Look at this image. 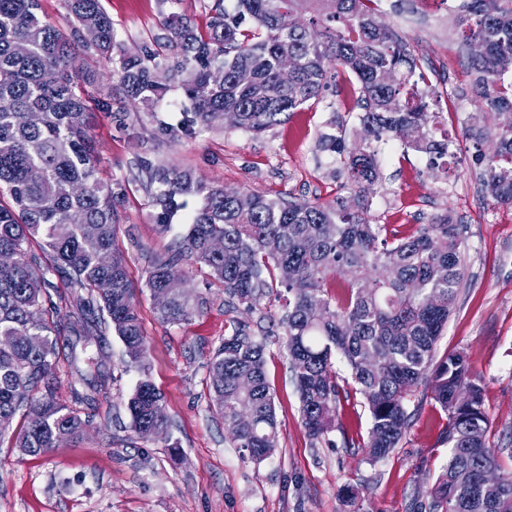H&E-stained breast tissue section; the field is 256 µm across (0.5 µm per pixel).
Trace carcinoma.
<instances>
[{
    "instance_id": "carcinoma-1",
    "label": "carcinoma",
    "mask_w": 512,
    "mask_h": 512,
    "mask_svg": "<svg viewBox=\"0 0 512 512\" xmlns=\"http://www.w3.org/2000/svg\"><path fill=\"white\" fill-rule=\"evenodd\" d=\"M373 0H236L217 13L209 34L185 18L167 28L181 49L164 67L155 56L131 55L116 42L101 0H65L70 36L40 15L39 0H0V252L13 262L0 267V443L23 454L46 453L62 439L78 437L86 421L54 394L62 335L115 332L130 364L148 372L147 343L118 245L114 208L120 183L98 176L89 146L88 115L108 106L97 78L78 63L75 45L118 55L126 97L138 107L162 98L178 78L192 110L183 129L210 128L235 115L232 126L260 134L281 117L318 100L331 70L355 77L350 85L364 110L363 136L352 148L329 137L345 157L349 187L359 198L380 178L371 140L398 138L434 161L448 156L453 141L439 129L414 90L416 59L402 37L386 26ZM310 15L302 24L298 18ZM455 19L473 84L491 113L472 115L482 193L512 206V0H463ZM293 61L288 81L281 62ZM160 234L171 230L184 197L203 196L177 249L154 258L145 287L155 296L184 266L208 269L234 308L254 311L275 281L287 293L279 319L299 395L301 420L317 440L336 428L341 397L333 359L350 372L368 407L366 440L344 439L379 462L406 433L407 403L430 388L448 415L443 441L448 461L425 486L428 512H512V470L503 468L489 444L492 420L484 405L480 373L461 352L437 357L436 346L458 294L467 284L463 225L448 212L403 236L374 224L367 209L317 200H286L229 191L198 181L186 171L149 168ZM40 239L43 256L25 248ZM276 242V248L269 247ZM347 273L349 283L336 284ZM57 275L72 290H85L67 317L44 308ZM209 305L206 294L173 296L154 306L164 324H187ZM267 337L238 324L208 364L213 407L225 436L261 463L279 448L280 430L265 371ZM130 428L141 439L178 450L163 394L147 378L127 402ZM24 418L13 428L17 413Z\"/></svg>"
}]
</instances>
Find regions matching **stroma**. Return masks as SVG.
Listing matches in <instances>:
<instances>
[{"instance_id": "35a3bbf8", "label": "stroma", "mask_w": 512, "mask_h": 512, "mask_svg": "<svg viewBox=\"0 0 512 512\" xmlns=\"http://www.w3.org/2000/svg\"><path fill=\"white\" fill-rule=\"evenodd\" d=\"M216 0H102L118 42L127 53L174 57L165 39L169 15L186 18L207 34ZM410 0L379 5L382 22L403 29L417 60L419 87L432 91L454 156L431 165L428 155L401 141L372 148L381 179L369 195L373 223L390 224L410 234L446 211L466 227L468 281L438 343V354L461 352L481 373L485 407L493 419L489 433L504 468H512V207L492 204L480 192L474 160L476 142L466 134L469 117L480 108L476 92L458 97L472 77L447 0H430L426 12L412 16ZM190 102L180 83L162 99L130 111L120 86L112 88V109L95 113L90 129L100 178L125 184L116 207L118 241L148 346L149 376L166 398L173 437L172 453L162 443L139 438L130 429L128 398L142 376L128 362L125 347L107 333L102 347L110 378L92 387L76 372L83 341L61 346L55 380L57 400L86 421L80 438L35 456L0 447V512H410L426 477L448 458L442 441L448 416L418 389L410 407L417 414L388 458L364 461L344 437L365 438L370 427L360 396L341 401L339 426L311 439L299 413L288 358L280 343L269 344L266 375L275 395L280 446L261 464L224 437V423L211 405L208 363L235 323L252 332L268 328L284 312V300L269 291L259 310L228 308L224 291L208 288L206 274L191 270L190 287L207 290L206 313L190 323L166 325L153 312L144 290L150 260L164 254L185 230L189 215L202 205L187 198L169 234L154 224L146 165L163 164L192 172L207 183L270 198L304 197L324 203L357 205L339 155L323 144L326 136L358 141L362 111L344 72L329 79L319 100L255 136L237 128L182 129ZM360 488L356 505L344 502V485Z\"/></svg>"}]
</instances>
